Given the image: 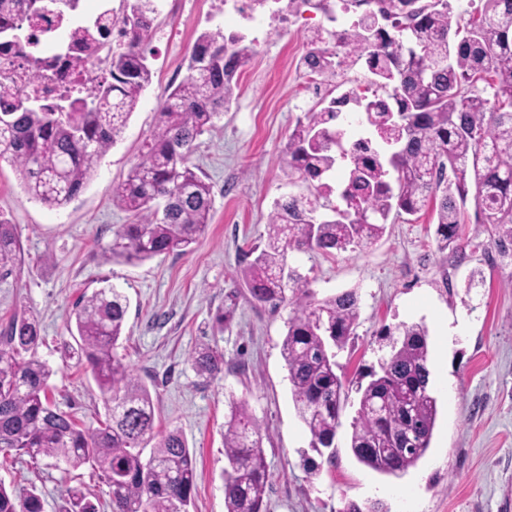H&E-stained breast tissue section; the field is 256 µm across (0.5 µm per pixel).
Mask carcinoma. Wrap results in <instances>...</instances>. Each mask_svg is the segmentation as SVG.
<instances>
[{
	"label": "carcinoma",
	"mask_w": 512,
	"mask_h": 512,
	"mask_svg": "<svg viewBox=\"0 0 512 512\" xmlns=\"http://www.w3.org/2000/svg\"><path fill=\"white\" fill-rule=\"evenodd\" d=\"M35 0H0V52L21 44L17 31H47L76 8ZM120 21L125 42L107 47L101 21L72 33L65 61L72 68L106 64L111 81L88 94L49 104L0 81V161L11 163L24 191L59 209L91 179L98 160L117 142L151 83L148 45L157 0H127ZM344 30L346 55L365 58L373 79L320 99L298 118L283 149L285 183L305 188L274 204L266 243L241 270L250 297L271 309L290 308L281 355L309 447L333 464L336 434L349 398L337 357L355 335L360 296L348 289L319 299L288 262L292 252H354L377 242L389 219L415 215L428 204L443 258L466 259L462 232L469 183L475 219L499 258L512 260V0H480L464 24H452L448 0H372ZM309 40L306 69L331 80L332 52ZM256 55L253 43L224 29L203 32L189 75L162 103L141 160L112 183V201L130 222L115 231L106 262L138 264L196 243L211 219L212 186L191 163L196 140L231 103L239 73ZM363 114L370 136L348 148L336 128L343 108ZM345 164L340 201L327 179ZM20 246L14 225L0 218V271L14 266ZM128 298L111 285L84 298L74 326L81 355L106 405L98 429H81L48 396L53 374L36 356L38 322L14 317L0 332V448L36 461L51 458L77 469L88 465L111 488L112 512H190L196 457L183 434L154 433L151 391L119 356ZM387 353L358 385L350 450L367 468L401 478L428 452L438 414L426 328L384 327ZM200 376L224 372V354L201 346L190 355ZM267 434L243 401H232L224 422V512H263L270 470ZM149 455H144L145 449ZM0 512H42L36 488L0 484ZM59 512H100L83 489L68 490ZM343 512H390L370 501Z\"/></svg>",
	"instance_id": "carcinoma-1"
}]
</instances>
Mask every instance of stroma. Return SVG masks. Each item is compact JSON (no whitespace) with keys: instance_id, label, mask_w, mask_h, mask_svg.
<instances>
[{"instance_id":"stroma-1","label":"stroma","mask_w":512,"mask_h":512,"mask_svg":"<svg viewBox=\"0 0 512 512\" xmlns=\"http://www.w3.org/2000/svg\"><path fill=\"white\" fill-rule=\"evenodd\" d=\"M323 21L306 12L288 32L256 36L257 54L242 71L234 99L191 157L213 187L212 222L186 252L139 265L104 262L128 213L112 202V185L140 159L158 108L188 74L199 34L223 25L208 0H159L149 61L152 82L121 140L98 161L85 189L51 209L23 190L10 163L0 162V214L16 226L21 259L0 274V329L14 315L40 326L37 355L53 369L49 395L85 429L106 410L86 364L67 350L68 325L80 298L111 284L129 299L119 349L150 388L159 430L181 431L196 454L191 512H224V415L245 401L266 430L271 473L266 512H343L348 502L385 501L391 512H512V265L492 261L486 235L467 222L466 259L443 266L430 209L388 225L371 247L334 255L301 253L289 262L318 297L350 288L361 299L355 338L338 357L358 381L386 349L382 325L424 324L432 350L438 417L428 455L403 478L359 464L348 442L357 409L350 393L336 437L335 465L307 474L309 438L294 408L281 355L288 308L253 303L240 280L246 254L264 243L276 200L289 192L280 159L298 117L313 104L302 91L299 64L310 29ZM233 316L217 325L219 310ZM202 344L224 355V372L208 380L189 360ZM0 481L35 486L43 512H58L68 488L83 487L109 505L111 489L90 467L32 461L0 450Z\"/></svg>"}]
</instances>
